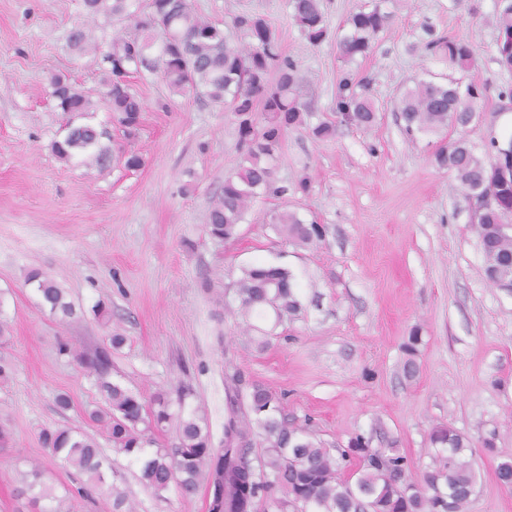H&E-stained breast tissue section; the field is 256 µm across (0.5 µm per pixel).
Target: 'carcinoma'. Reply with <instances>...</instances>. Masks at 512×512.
Listing matches in <instances>:
<instances>
[{"label":"carcinoma","mask_w":512,"mask_h":512,"mask_svg":"<svg viewBox=\"0 0 512 512\" xmlns=\"http://www.w3.org/2000/svg\"><path fill=\"white\" fill-rule=\"evenodd\" d=\"M85 6L92 15L123 16L136 30L130 38L114 35L104 54L112 80L101 100L121 126L135 129L143 112L141 99L126 80L131 71H158L172 92L195 94L236 113L245 164L224 176L206 224L211 237L236 238L253 198L262 192L284 197L290 191L308 190L305 178L290 187H275L272 182L268 160L279 149L284 132L304 124L305 105L296 65L281 53L267 20L237 17L234 24L245 38L238 45L218 25L198 15L191 0H150L148 11L139 14L129 11L130 0H85ZM291 7L294 23L310 45L328 39L322 0H291ZM498 16V62L512 70V0H502ZM391 19L377 4L354 13L347 21L349 32L338 42L340 57L350 61L367 56ZM425 33L424 50L448 68L464 72L473 66L468 42L440 35L430 25ZM69 39L79 51L95 44L91 32L80 27L71 30ZM273 70L278 80L271 84L268 75ZM51 87L58 111H91L90 101L66 77H52ZM483 96V89L472 83L420 80L401 95L397 111L410 136L450 124L467 127L480 120ZM334 112L342 123L368 127L376 122L379 108L368 83L345 72L338 81ZM53 150L63 160L79 158L99 167L107 166L112 157L103 133L89 124L69 125ZM435 161L455 174L479 212L476 228L487 279L500 287L512 285V229L504 228L512 224V149L492 139L479 153L468 140L458 138L442 145ZM272 223L281 236L299 246L317 243L326 233L316 221L286 211L275 213ZM28 281L36 284L41 303L50 311L73 314L51 278L33 270ZM237 295L239 310L249 320L271 319L277 325L301 308L297 284L281 266L244 268ZM88 366L99 375L102 398L88 412L89 420L106 432L114 453L137 465L140 481L158 496L173 484L184 495H193L204 485L212 491L209 512H252L256 499L272 503L275 512H464L476 490L471 442L449 426L432 430L437 460L426 473L424 486L418 487L409 480L406 458L396 449L373 448L357 434L334 455L304 429L287 427L278 418L279 399L258 385L251 386L246 397L265 435L262 455L253 453L250 424L232 416L224 424V438L234 439L236 448L212 447L209 431L195 410L180 417L178 443L167 448L156 442L154 432L171 418L168 396L157 393L147 401L140 392L109 379L105 353L89 360ZM40 440L51 458L62 461L83 481L76 490L67 488L60 495L44 479V470L32 465L14 488V497L23 502L26 512H70L67 502L73 495L90 499L94 493L109 501V512L130 510L125 494L109 482L108 459L92 437L78 428L56 427L43 429Z\"/></svg>","instance_id":"1"}]
</instances>
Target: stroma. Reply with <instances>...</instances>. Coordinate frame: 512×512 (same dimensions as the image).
Here are the masks:
<instances>
[{"label":"stroma","mask_w":512,"mask_h":512,"mask_svg":"<svg viewBox=\"0 0 512 512\" xmlns=\"http://www.w3.org/2000/svg\"><path fill=\"white\" fill-rule=\"evenodd\" d=\"M367 2L323 0L330 37L314 47L295 25L290 0H192L234 42L242 36L235 17L265 18L296 64L308 108L272 162L275 185L305 177L308 191L258 196L238 238L224 241L206 224L225 174L243 162L236 115L142 71L128 78L144 105L141 124L125 136L99 102L109 65L100 53L75 50L68 36L85 27L107 42L133 34L132 25L89 14L83 0H0V360L12 366L0 381V427L9 434L0 447V512H14L12 490L32 463L42 464L46 481L72 484L71 470L39 441L42 428L63 426L96 439L134 512H208L206 489L158 496L145 488L89 421L99 393L84 361L104 349L113 380L172 399L173 418L158 434L165 446H175L185 410L204 417L216 448L229 414L252 420L247 401L227 407L240 371L282 396L287 425L332 450L357 434L372 447L398 449L417 484L433 464L430 432L454 428L474 449L477 485L465 512H512V492L495 474L512 457V292L486 279L471 204L434 161L451 139L481 146L512 138V71L494 51L497 0H384L389 28L367 56L343 62L336 40ZM426 23L471 44L476 61L463 80L484 86L486 96L481 120L468 128L410 137L394 110L399 97L449 73L422 48ZM345 69L368 81L381 106L377 122L340 125L316 139L311 128L333 119ZM55 74L91 100L84 120L104 131L108 166L67 162L53 151L71 120L51 96ZM125 151L139 154L142 166L124 168ZM277 210L323 224L324 239L289 243L270 222ZM256 263L288 269L302 301L297 316L266 336L249 329L236 292L242 268ZM33 269L57 283L75 318L42 308L26 280ZM99 305L109 319L95 314ZM116 332L125 341L113 349ZM62 395L68 408L57 404Z\"/></svg>","instance_id":"35a3bbf8"}]
</instances>
